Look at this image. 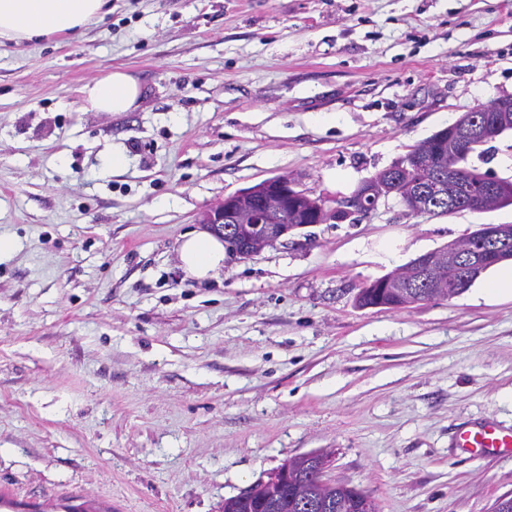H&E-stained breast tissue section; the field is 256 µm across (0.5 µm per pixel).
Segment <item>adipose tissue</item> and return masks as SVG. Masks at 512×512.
<instances>
[{
  "label": "adipose tissue",
  "mask_w": 512,
  "mask_h": 512,
  "mask_svg": "<svg viewBox=\"0 0 512 512\" xmlns=\"http://www.w3.org/2000/svg\"><path fill=\"white\" fill-rule=\"evenodd\" d=\"M109 0H0V40L25 42L72 35L104 18ZM83 107L95 112H129L137 108L140 89L128 73L116 70L83 91ZM185 276L218 278L226 260L223 241L207 231L186 233L177 250Z\"/></svg>",
  "instance_id": "adipose-tissue-1"
}]
</instances>
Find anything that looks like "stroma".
I'll list each match as a JSON object with an SVG mask.
<instances>
[{
  "label": "stroma",
  "mask_w": 512,
  "mask_h": 512,
  "mask_svg": "<svg viewBox=\"0 0 512 512\" xmlns=\"http://www.w3.org/2000/svg\"><path fill=\"white\" fill-rule=\"evenodd\" d=\"M122 70L130 112H85ZM512 96L505 0H112L79 33L0 42V492L56 512H221L285 461L379 512H490L512 457L458 429L512 428V298L359 309V288L512 206L411 214L395 197L310 224L221 280L182 235L286 176L327 207L461 113ZM128 163L107 170L113 151ZM473 157L512 181V132ZM455 448L473 457L486 454L512 456V430L494 422L477 423L456 433Z\"/></svg>",
  "instance_id": "1"
}]
</instances>
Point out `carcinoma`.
<instances>
[{
  "label": "carcinoma",
  "mask_w": 512,
  "mask_h": 512,
  "mask_svg": "<svg viewBox=\"0 0 512 512\" xmlns=\"http://www.w3.org/2000/svg\"><path fill=\"white\" fill-rule=\"evenodd\" d=\"M485 123L494 136L512 130V97H497L464 112L459 123L473 120ZM482 154L480 146L470 148L463 155L455 153L450 127H445L413 145L405 156L407 170H383L375 175L377 185L385 195H393L410 212L420 204L430 215L448 214V196L458 200L455 212L477 210L476 187L486 181L495 186L485 210L512 206V182L489 179L471 162L474 154ZM321 199L303 191H295L288 198L286 224L300 227L305 224H324L342 220L343 211L320 209ZM362 297L355 298L356 307L364 308L378 302L392 304L398 299L395 292L382 288H364ZM306 468L298 462L289 464L288 477L274 490L264 488L248 499L231 496L224 499V512H363L360 490L350 486L319 487L305 476Z\"/></svg>",
  "instance_id": "carcinoma-1"
}]
</instances>
